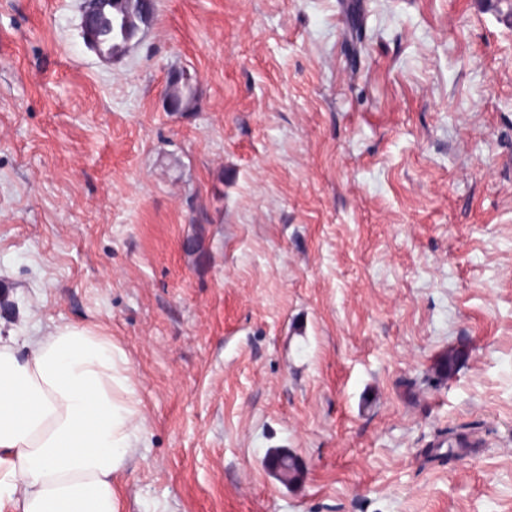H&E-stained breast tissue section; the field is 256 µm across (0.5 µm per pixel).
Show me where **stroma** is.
Masks as SVG:
<instances>
[{"mask_svg": "<svg viewBox=\"0 0 512 512\" xmlns=\"http://www.w3.org/2000/svg\"><path fill=\"white\" fill-rule=\"evenodd\" d=\"M81 3L0 0V323L124 351L120 512H512V0ZM101 16L94 36L96 49L104 55H117L126 50L155 13L154 0H110ZM168 101L177 105L176 112H188L193 108L196 90L191 79L186 75L177 73L170 77L165 89Z\"/></svg>", "mask_w": 512, "mask_h": 512, "instance_id": "1", "label": "stroma"}]
</instances>
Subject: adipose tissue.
<instances>
[{
	"label": "adipose tissue",
	"instance_id": "obj_1",
	"mask_svg": "<svg viewBox=\"0 0 512 512\" xmlns=\"http://www.w3.org/2000/svg\"><path fill=\"white\" fill-rule=\"evenodd\" d=\"M144 436L109 338L0 330V512H119L113 481Z\"/></svg>",
	"mask_w": 512,
	"mask_h": 512
}]
</instances>
